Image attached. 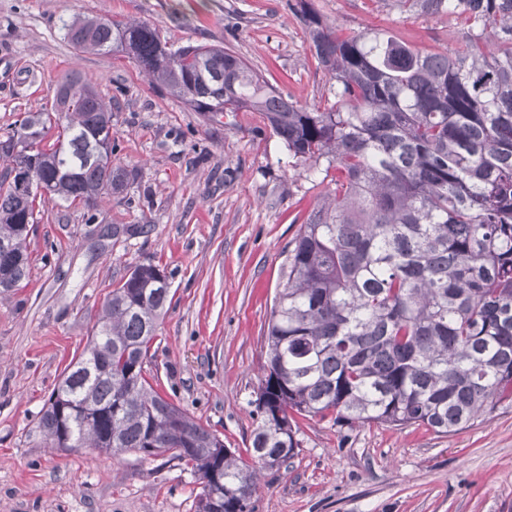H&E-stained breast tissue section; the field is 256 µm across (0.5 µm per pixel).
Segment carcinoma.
Segmentation results:
<instances>
[{
	"label": "carcinoma",
	"mask_w": 512,
	"mask_h": 512,
	"mask_svg": "<svg viewBox=\"0 0 512 512\" xmlns=\"http://www.w3.org/2000/svg\"><path fill=\"white\" fill-rule=\"evenodd\" d=\"M454 16L456 46L419 50L385 29L343 35L300 15L335 100L308 108L228 48L172 49L143 21L65 25L80 53L122 54L150 82L216 118L259 112L292 158L328 182L288 250L267 327L250 459L161 396L144 363L169 300L153 264L108 295L48 399L53 448L169 453L192 466L196 512H252L258 475L300 448L296 417L424 426L448 435L512 400V0H397ZM59 116L54 139L48 125ZM112 100L68 75L51 107L0 139V294L28 279L40 205L123 191ZM45 192L17 187L22 174Z\"/></svg>",
	"instance_id": "cac0c4a2"
}]
</instances>
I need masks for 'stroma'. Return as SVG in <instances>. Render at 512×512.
Listing matches in <instances>:
<instances>
[{
    "label": "stroma",
    "instance_id": "35a3bbf8",
    "mask_svg": "<svg viewBox=\"0 0 512 512\" xmlns=\"http://www.w3.org/2000/svg\"><path fill=\"white\" fill-rule=\"evenodd\" d=\"M296 0H0V133L49 108L62 77L112 98L123 192L93 206L47 202L28 238L25 287L0 297V512H195L199 485L169 455L112 458L48 447L37 425L82 353L107 294L156 264L171 303L145 364L154 388L245 451L266 364L273 297L298 225L317 203L261 113L214 119L154 88L131 60L80 53L63 24L136 19L169 46L221 44L300 104L335 87L319 68ZM346 34L387 29L423 51L451 45L454 17L397 0H311ZM301 447L262 470L253 512H512V401L469 428L337 427L299 419Z\"/></svg>",
    "mask_w": 512,
    "mask_h": 512
}]
</instances>
